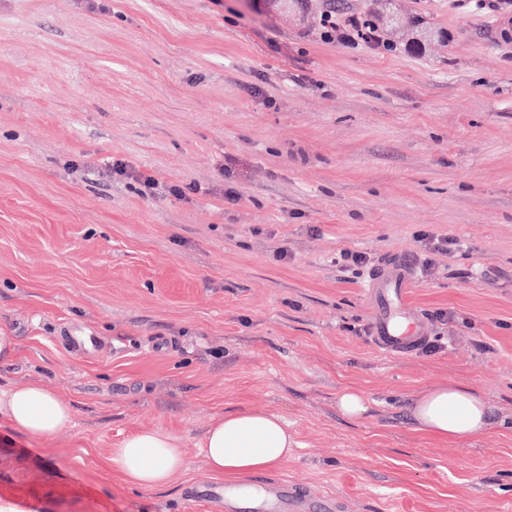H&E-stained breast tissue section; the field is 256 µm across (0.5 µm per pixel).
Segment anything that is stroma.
I'll use <instances>...</instances> for the list:
<instances>
[{
  "mask_svg": "<svg viewBox=\"0 0 512 512\" xmlns=\"http://www.w3.org/2000/svg\"><path fill=\"white\" fill-rule=\"evenodd\" d=\"M395 6L442 39H322L325 12L372 0H0V390L41 383L73 409L47 440L0 424L16 512H211L187 499L209 477L200 444L244 408L297 442L254 484L341 512H512V10ZM425 231L460 243L409 293L448 347L381 352L364 286L424 256ZM343 250L372 266L340 267ZM85 330L99 351L63 343ZM443 383L483 397L486 435L414 431L413 401ZM350 385L358 420L336 407ZM138 429L181 440L168 487L105 468ZM336 404L340 412L351 419H359L368 411L367 397L356 388L343 389L337 396Z\"/></svg>",
  "mask_w": 512,
  "mask_h": 512,
  "instance_id": "1",
  "label": "stroma"
}]
</instances>
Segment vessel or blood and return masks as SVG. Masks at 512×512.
<instances>
[{
	"instance_id": "b4317fda",
	"label": "vessel or blood",
	"mask_w": 512,
	"mask_h": 512,
	"mask_svg": "<svg viewBox=\"0 0 512 512\" xmlns=\"http://www.w3.org/2000/svg\"><path fill=\"white\" fill-rule=\"evenodd\" d=\"M411 283L409 270L397 260L378 270L367 284V291L377 302L373 324V342L386 353H407L415 349L424 336L421 321L412 315L407 306L408 288ZM271 496L246 502L247 512H338L333 500L311 501L288 482L272 484ZM188 495L195 500L211 503L224 502L226 491L222 484L200 482L190 488Z\"/></svg>"
}]
</instances>
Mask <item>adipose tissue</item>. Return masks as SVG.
<instances>
[{"mask_svg": "<svg viewBox=\"0 0 512 512\" xmlns=\"http://www.w3.org/2000/svg\"><path fill=\"white\" fill-rule=\"evenodd\" d=\"M411 417L417 431L439 441L462 443L481 437L491 425L488 408L473 389L438 384L416 398ZM0 421L36 438H50L72 422L70 406L45 386L29 384L0 391ZM294 440L287 422L262 409L230 412L206 431L201 455L210 474L231 487L281 466ZM105 465L132 486L169 485L188 468L178 438L161 430H144L111 449Z\"/></svg>", "mask_w": 512, "mask_h": 512, "instance_id": "1", "label": "adipose tissue"}]
</instances>
